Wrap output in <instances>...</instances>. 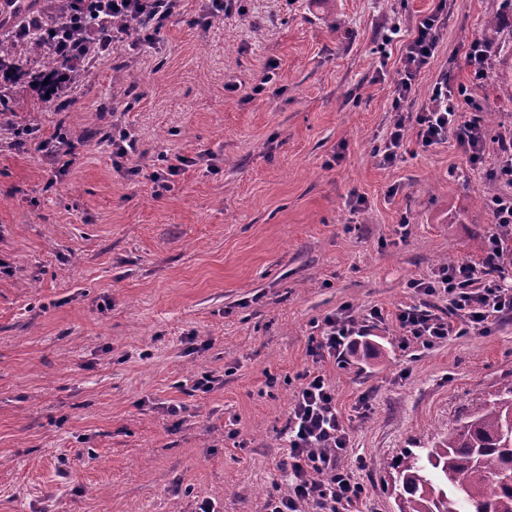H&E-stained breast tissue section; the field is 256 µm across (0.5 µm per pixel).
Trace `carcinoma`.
<instances>
[{"mask_svg":"<svg viewBox=\"0 0 512 512\" xmlns=\"http://www.w3.org/2000/svg\"><path fill=\"white\" fill-rule=\"evenodd\" d=\"M4 15L23 16L17 34L0 39V72L12 70L18 49L44 48L45 16L34 5L3 4ZM398 512H512V382L478 397L472 413L425 448L401 452L389 465Z\"/></svg>","mask_w":512,"mask_h":512,"instance_id":"cac0c4a2","label":"carcinoma"}]
</instances>
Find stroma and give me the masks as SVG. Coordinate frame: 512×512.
I'll return each instance as SVG.
<instances>
[{"label":"stroma","mask_w":512,"mask_h":512,"mask_svg":"<svg viewBox=\"0 0 512 512\" xmlns=\"http://www.w3.org/2000/svg\"><path fill=\"white\" fill-rule=\"evenodd\" d=\"M183 0L153 42L102 57L46 101L26 75L0 83V512H263L286 481L285 426L299 376L336 393L363 485L359 512H397L389 465L447 433L477 394L512 381V314L490 331L401 347L396 315L448 308L411 289L444 257L480 262L497 233L485 197L506 191L494 151L387 138L415 20L447 25L408 101L439 74L465 83V50L499 16L478 94L512 132V9L503 0H234L198 21ZM123 65L134 100L112 95ZM265 89L253 99L245 92ZM36 130L33 141L16 131ZM136 143L116 168L95 128ZM72 163L49 158L57 132ZM192 158L155 195L163 163ZM380 309L371 350L314 361L317 325ZM216 376L210 391L195 388ZM180 406L179 415L167 412Z\"/></svg>","instance_id":"stroma-1"}]
</instances>
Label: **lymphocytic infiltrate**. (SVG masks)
<instances>
[{"label": "lymphocytic infiltrate", "instance_id": "obj_1", "mask_svg": "<svg viewBox=\"0 0 512 512\" xmlns=\"http://www.w3.org/2000/svg\"><path fill=\"white\" fill-rule=\"evenodd\" d=\"M182 0H69L71 18L54 32L52 40L65 51L70 64L80 63L90 51L137 48L154 40L166 22L181 11ZM91 15L127 18L128 33L87 24ZM444 19L438 13L419 18L405 43L395 79L391 109L397 114L388 128L384 146L376 148L380 164H391L409 124H416L423 146L432 147L455 140L472 163H480L488 137L477 113L482 103L473 93L483 83L496 57L495 47L485 41L472 42L466 52L470 84L451 85L447 75L433 83L429 97L414 122L404 116L405 103L419 75L432 63ZM507 250L498 236L488 239L481 264L442 266L429 281H414V290L447 294L460 317L458 327L449 326L430 311L410 307L396 317L404 342L425 345L458 333L486 331L503 314H512V287L495 276ZM321 338L312 348L314 357H343L359 334L357 319L349 309L327 317ZM288 412V492L271 495L266 512H354L364 488L352 472L341 469L340 460L349 445L348 428L336 409V393L325 376L306 371Z\"/></svg>", "mask_w": 512, "mask_h": 512}]
</instances>
